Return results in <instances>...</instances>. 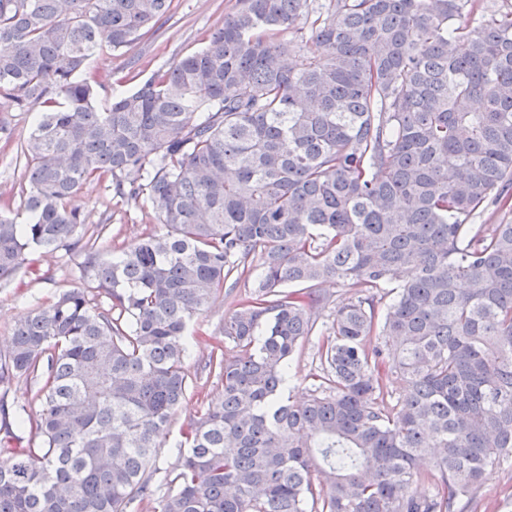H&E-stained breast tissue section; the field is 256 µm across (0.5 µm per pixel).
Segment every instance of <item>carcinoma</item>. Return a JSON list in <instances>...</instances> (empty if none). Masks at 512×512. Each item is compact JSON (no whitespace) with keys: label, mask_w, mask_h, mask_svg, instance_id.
<instances>
[{"label":"carcinoma","mask_w":512,"mask_h":512,"mask_svg":"<svg viewBox=\"0 0 512 512\" xmlns=\"http://www.w3.org/2000/svg\"><path fill=\"white\" fill-rule=\"evenodd\" d=\"M171 2L0 0V101L36 113L0 277L79 247L111 301L73 289L15 322L0 384L43 379L19 422L39 443L13 447L4 424L0 512H456L512 456V221L472 223L512 214V10L234 0L204 49L101 109L98 74L77 78L99 36L128 49ZM92 178L151 201L166 232L96 249L78 203ZM255 262L224 318L233 352L204 363L223 399L181 430L157 497L189 325ZM333 281L357 292L322 331ZM316 334L313 389L286 402Z\"/></svg>","instance_id":"carcinoma-1"}]
</instances>
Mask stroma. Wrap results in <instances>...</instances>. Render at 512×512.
Listing matches in <instances>:
<instances>
[{
	"mask_svg": "<svg viewBox=\"0 0 512 512\" xmlns=\"http://www.w3.org/2000/svg\"><path fill=\"white\" fill-rule=\"evenodd\" d=\"M232 0H172L168 15L154 30L124 52L111 50L101 42L91 62L103 83L99 104L112 97L136 89L160 67L182 56L199 51L207 34L224 21ZM7 132H0V201L10 202L13 210L23 207L21 189L25 185L24 167L16 159V146L30 132L33 115L9 111L4 115ZM82 218L87 228L108 224L112 245L129 247L150 233L162 232L156 210L117 196L109 181L92 179L79 191ZM83 252L59 249L50 254L34 253L29 266L7 278H0V354L8 350L7 340L15 320L36 300L51 301L61 292L85 287L82 266ZM251 280H240L234 291H217L206 312L190 325V332L201 335V343L192 345L185 362L192 380L185 399L175 415L169 434L158 450L149 470L158 494L171 487L172 470L177 464L176 442L183 425L198 416L202 405L221 398L223 387L215 375L202 369L211 344L223 341L224 319L236 309L238 301L249 292ZM472 512H512V462L489 467L480 487L478 501Z\"/></svg>",
	"mask_w": 512,
	"mask_h": 512,
	"instance_id": "35a3bbf8",
	"label": "stroma"
}]
</instances>
